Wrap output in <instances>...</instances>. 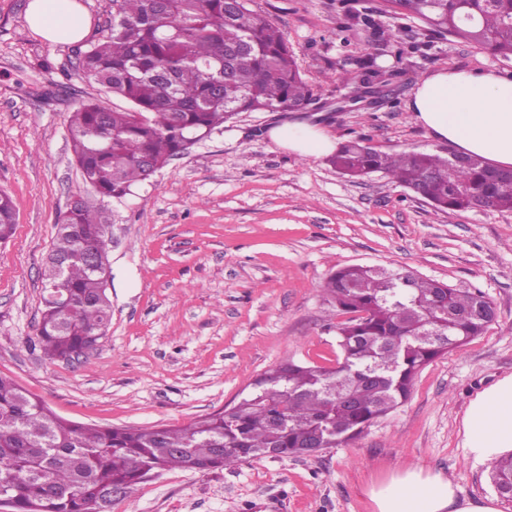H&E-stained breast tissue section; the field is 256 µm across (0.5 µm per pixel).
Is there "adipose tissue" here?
I'll use <instances>...</instances> for the list:
<instances>
[{
    "label": "adipose tissue",
    "instance_id": "adipose-tissue-1",
    "mask_svg": "<svg viewBox=\"0 0 512 512\" xmlns=\"http://www.w3.org/2000/svg\"><path fill=\"white\" fill-rule=\"evenodd\" d=\"M26 21L46 41H79L88 19L77 0H30ZM415 118L439 141L500 167L512 166V78L483 69L438 70L417 84L410 102ZM273 139L302 155L329 153L335 142L303 124L275 129ZM463 449L476 461L512 453V375L470 402L462 421ZM374 512H502L494 498L459 500L456 484L421 468L391 475L370 486Z\"/></svg>",
    "mask_w": 512,
    "mask_h": 512
}]
</instances>
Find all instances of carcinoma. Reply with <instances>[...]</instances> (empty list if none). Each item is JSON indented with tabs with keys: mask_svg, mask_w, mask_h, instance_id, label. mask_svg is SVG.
Here are the masks:
<instances>
[{
	"mask_svg": "<svg viewBox=\"0 0 512 512\" xmlns=\"http://www.w3.org/2000/svg\"><path fill=\"white\" fill-rule=\"evenodd\" d=\"M249 0H112V30L80 61L85 78L126 100L113 109L82 100L69 120L76 163L102 197L122 199L241 112L303 108L316 100L283 31L248 7ZM391 12L430 32L459 37L512 62V0H397L352 16L373 29ZM403 49L388 68L369 62L350 98L369 93V78L398 76ZM420 151L385 152L361 138L328 162L342 175L379 174L444 211L512 210V170L476 156L462 163ZM16 228L11 198L0 193V242ZM106 224L83 205L57 225L42 274L38 340L51 359L75 360L105 337ZM61 299L52 300L51 286ZM337 318L341 354L333 366L287 359L260 374L230 407L183 426L134 429L81 425L52 412L12 379L0 376V489L13 512H89L103 485L126 493L166 468L210 471L241 464L273 448L305 456L313 439L334 448L364 433L406 401L416 375L439 355L484 333L492 303L479 293L414 275L408 268L341 266L324 281ZM491 481L512 500V456L496 461Z\"/></svg>",
	"mask_w": 512,
	"mask_h": 512,
	"instance_id": "1",
	"label": "carcinoma"
}]
</instances>
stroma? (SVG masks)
Wrapping results in <instances>:
<instances>
[{"label":"stroma","mask_w":512,"mask_h":512,"mask_svg":"<svg viewBox=\"0 0 512 512\" xmlns=\"http://www.w3.org/2000/svg\"><path fill=\"white\" fill-rule=\"evenodd\" d=\"M79 2L89 29L61 46L29 29L28 0H0V192L16 214L0 243V374L73 422L180 426L282 360L335 364L336 319L320 286L338 267L410 268L496 309L481 336L425 366L409 398L360 437L311 456L165 469L115 496L112 512H373L372 482L411 467L453 477L459 498L493 495V464L466 458L462 419L478 392L512 375V211L437 212L381 176L342 177L271 132L301 123L339 143L362 135L386 152L444 154L450 144L409 110L417 83L441 69L512 77V63L382 15L383 39L405 50L404 88L367 108L348 103L337 76L365 62L371 33L351 15L377 0L342 10L336 0H250L282 29L317 100L301 112L240 113L117 200L84 181L69 138L77 101L124 105L78 67L109 35L112 0ZM77 197L108 218L112 321L79 359L51 360L37 341L42 272Z\"/></svg>","instance_id":"35a3bbf8"}]
</instances>
